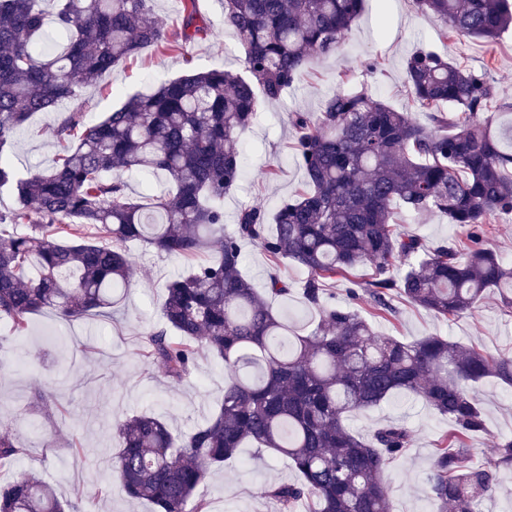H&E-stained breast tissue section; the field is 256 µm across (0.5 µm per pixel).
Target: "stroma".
Listing matches in <instances>:
<instances>
[{
    "instance_id": "stroma-1",
    "label": "stroma",
    "mask_w": 512,
    "mask_h": 512,
    "mask_svg": "<svg viewBox=\"0 0 512 512\" xmlns=\"http://www.w3.org/2000/svg\"><path fill=\"white\" fill-rule=\"evenodd\" d=\"M198 9L210 26L208 36L181 49L146 51L84 87L87 120H99L129 95L152 92L161 81L189 70L242 72L244 50L224 25L220 0H198ZM440 30V21L416 12L411 0H366L360 19L336 54L314 59L280 100L262 103L241 141L242 177L224 196L225 229L233 230L241 208L257 206L272 212L304 189L305 172L291 150L292 117L297 112L319 115L325 100L335 93L340 73L350 74L352 88H368L395 110H407L411 103L404 61L424 43L449 60L485 72L499 96L512 100L511 33L489 45L470 37L445 39ZM372 59L380 63L373 74L364 68ZM57 119V113H39L17 132L11 161L19 174L50 167L59 151L54 134ZM398 230L420 237L429 248L465 236L462 228L434 212L400 211ZM131 251L135 265L129 296L108 314L68 324L46 310L32 316L20 333L0 323V432L19 439L27 450L16 467L0 469V484L29 470L53 486L76 512H153L150 503L129 499L112 478L117 424L152 411L164 417L175 433L183 434L205 423L215 411L224 393L225 369L220 361L200 353L191 379L174 386L139 354L141 334L147 326L160 323L164 287L182 272L184 261L139 245ZM397 308L396 315L373 319L379 334L407 341L439 335L493 355L512 353V308L497 289H488L474 309L448 319L403 302ZM38 392L51 396V415L32 409ZM473 393L484 411L486 430L469 440L471 459L478 466H496L499 476L481 508L512 512V469L497 466L495 455L496 440L512 436V387L489 378ZM389 422L404 424L413 437L411 447L386 471L394 508L431 512L427 478L452 423L408 395L392 396L347 418L349 427L364 435ZM294 477L285 459L245 447L210 475L202 493L211 512H277L262 490Z\"/></svg>"
}]
</instances>
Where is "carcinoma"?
Listing matches in <instances>:
<instances>
[{
    "label": "carcinoma",
    "instance_id": "carcinoma-1",
    "mask_svg": "<svg viewBox=\"0 0 512 512\" xmlns=\"http://www.w3.org/2000/svg\"><path fill=\"white\" fill-rule=\"evenodd\" d=\"M0 0V190L15 207L0 212V322L25 329L53 310L66 322L118 305L129 287L134 242L198 263L165 286L162 325L142 336L144 357L172 383L188 380L198 354L224 364V394L202 425L176 437L141 412L116 427L113 474L125 494L153 512H210L198 495L210 473L242 445L287 460L292 481L267 486L279 512H394L388 464L411 447L409 430L390 423L364 437L346 425L395 394L415 395L454 428L433 461L427 496L433 512H480L497 473L470 464V436L484 430L472 385L496 378L512 387V355L425 336L404 342L377 335L359 312L328 301L325 283L370 266L351 290L377 316L394 298L455 316L489 288L512 292V265L484 244L495 215L512 214V112L485 74L420 47L405 60L420 112H399L346 74L319 116H294L293 150L307 189L273 213L247 206L224 230V198L240 180L242 135L259 99L275 101L312 57L336 52L364 0H222L224 26L245 47V73L191 71L134 94L97 122L85 120L80 90L113 67L169 38L153 20V0ZM448 34L495 41L512 27V0H412ZM181 44L208 36L196 0H181ZM69 110L55 136L53 164L19 176L7 151L37 112ZM162 173L170 188L142 204L124 174ZM435 211L467 230L468 242L432 249L397 233L392 203ZM41 223H29L31 212ZM278 265L307 272L305 298L319 313L297 327L268 298L290 284L270 275L260 293L242 273L241 241ZM25 448L0 434V467ZM51 486L24 471L0 485V512H66Z\"/></svg>",
    "mask_w": 512,
    "mask_h": 512
}]
</instances>
